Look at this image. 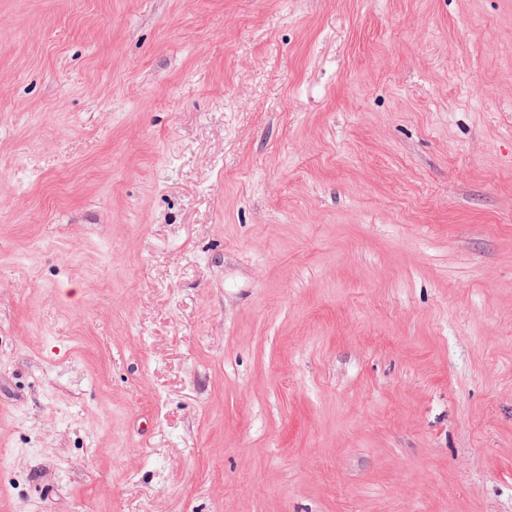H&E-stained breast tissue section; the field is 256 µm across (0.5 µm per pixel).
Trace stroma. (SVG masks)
<instances>
[{"instance_id":"stroma-1","label":"stroma","mask_w":512,"mask_h":512,"mask_svg":"<svg viewBox=\"0 0 512 512\" xmlns=\"http://www.w3.org/2000/svg\"><path fill=\"white\" fill-rule=\"evenodd\" d=\"M0 512H512V0H0Z\"/></svg>"}]
</instances>
